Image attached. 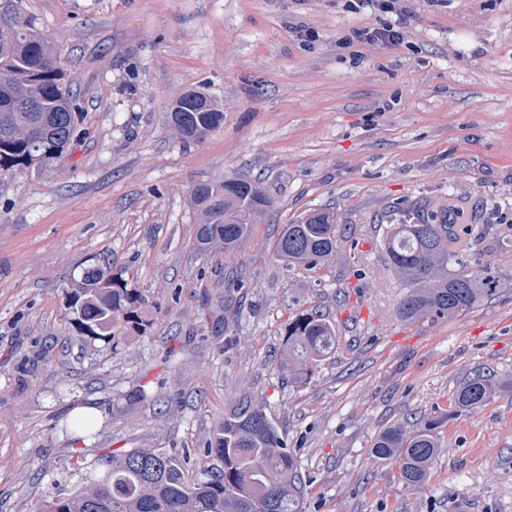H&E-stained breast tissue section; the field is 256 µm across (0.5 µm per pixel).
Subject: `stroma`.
I'll list each match as a JSON object with an SVG mask.
<instances>
[{
  "label": "stroma",
  "instance_id": "1",
  "mask_svg": "<svg viewBox=\"0 0 512 512\" xmlns=\"http://www.w3.org/2000/svg\"><path fill=\"white\" fill-rule=\"evenodd\" d=\"M395 6L22 0L82 112L59 161L0 176V512H44L112 451L160 448L201 475L204 441L246 397L297 450L303 512H512L510 393L448 419L421 490L372 454L386 428L448 408L471 368L512 375V246L498 242L512 227V0ZM396 25V44L362 36ZM198 88L224 124L187 140L167 113ZM231 178L272 205L234 256L198 254L191 192ZM420 198L463 206L478 233L468 269L498 290L408 323L380 225ZM318 207L352 225L361 255L344 241L319 270L287 269L273 243ZM103 257L148 300L145 331L112 342L80 336L68 308ZM358 260L369 273L341 302ZM229 270L248 286L228 317ZM311 308L335 324L336 352L296 387L279 353ZM89 398L103 416L82 443L68 413Z\"/></svg>",
  "mask_w": 512,
  "mask_h": 512
}]
</instances>
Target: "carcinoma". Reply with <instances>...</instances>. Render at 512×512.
I'll return each instance as SVG.
<instances>
[{
	"instance_id": "cac0c4a2",
	"label": "carcinoma",
	"mask_w": 512,
	"mask_h": 512,
	"mask_svg": "<svg viewBox=\"0 0 512 512\" xmlns=\"http://www.w3.org/2000/svg\"><path fill=\"white\" fill-rule=\"evenodd\" d=\"M35 104L29 111L26 106ZM169 113L186 139H199L224 124V109L208 94L187 90ZM80 108L65 85L51 42L26 18L9 30L0 27V175L59 159L75 140ZM192 202L201 213L195 248L207 253L236 251L252 234L270 201L243 179L199 184ZM382 234L387 266L407 288L400 318L447 319L468 312L497 291V281L464 271L475 229L462 224L463 212L428 200L397 202ZM350 225L335 212L313 209L284 225L273 252L288 267L312 270L335 256ZM146 299L107 259L89 267L71 296L80 335L112 340L139 330ZM336 349V330L317 309L288 320L281 366L288 382L299 384ZM501 392L512 393V377L493 379L473 368L451 395V412L433 416L408 431L384 430L373 444L376 458L396 459L407 487L423 488L441 448L439 428L450 414L474 409ZM216 461L191 478L181 461L160 448H136L107 457L104 477L77 490L57 492L49 512H302L304 486L296 453L261 405L242 399L237 411L217 424L204 443Z\"/></svg>"
}]
</instances>
